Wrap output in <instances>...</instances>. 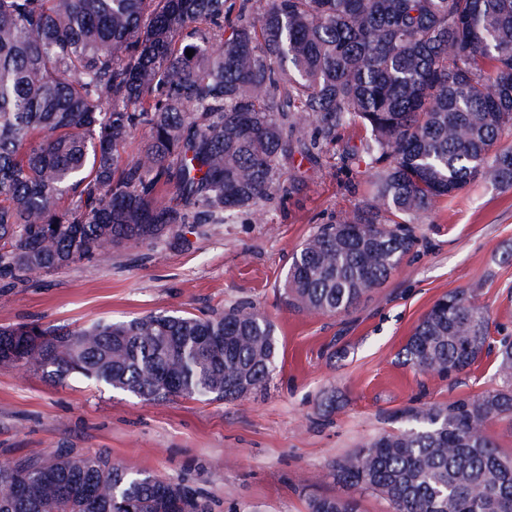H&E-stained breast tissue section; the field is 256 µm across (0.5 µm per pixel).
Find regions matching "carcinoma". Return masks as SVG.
I'll return each instance as SVG.
<instances>
[{
	"instance_id": "obj_1",
	"label": "carcinoma",
	"mask_w": 512,
	"mask_h": 512,
	"mask_svg": "<svg viewBox=\"0 0 512 512\" xmlns=\"http://www.w3.org/2000/svg\"><path fill=\"white\" fill-rule=\"evenodd\" d=\"M350 125L364 136L347 160L373 172L371 198L321 227L284 280L289 305L322 314L381 286L436 203L487 173L512 186V150L495 149L512 131V0H0V279L256 212L294 188L288 160H319ZM494 346L501 388L410 414L344 456L336 476L354 494L312 497L308 512H360L368 492L391 512H512V456L486 432L512 419V341L461 290L400 355L458 376ZM278 357L274 325L244 306L0 328V364L144 400L237 399ZM1 489L0 512H209L102 452L1 464Z\"/></svg>"
}]
</instances>
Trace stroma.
<instances>
[{
    "mask_svg": "<svg viewBox=\"0 0 512 512\" xmlns=\"http://www.w3.org/2000/svg\"><path fill=\"white\" fill-rule=\"evenodd\" d=\"M359 137L345 127L319 162L294 157L297 190L258 212L0 281V327L36 320L65 331L248 303L272 321L279 341L267 386L233 401H145L90 380L56 384L34 367L0 365V464L59 448L106 452L129 472L181 482L212 512H306L310 495H346L336 460L396 428L403 410L499 387L491 354L457 377L419 373L400 356L434 301L455 290H474L493 338L512 336V188L490 177L414 222L413 253L348 313L285 303L292 254L370 197V171L344 160Z\"/></svg>",
    "mask_w": 512,
    "mask_h": 512,
    "instance_id": "35a3bbf8",
    "label": "stroma"
}]
</instances>
